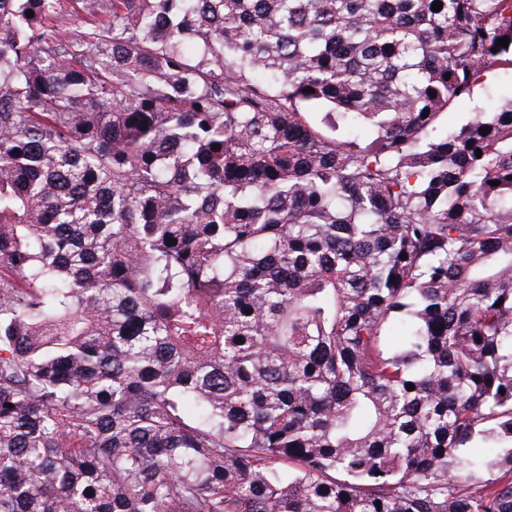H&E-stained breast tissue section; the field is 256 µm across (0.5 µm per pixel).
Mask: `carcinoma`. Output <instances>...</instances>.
I'll return each instance as SVG.
<instances>
[{
  "mask_svg": "<svg viewBox=\"0 0 512 512\" xmlns=\"http://www.w3.org/2000/svg\"><path fill=\"white\" fill-rule=\"evenodd\" d=\"M434 2L0 0V512H512V0ZM511 96L512 73L509 70H491L473 88L468 97L457 101L442 114L440 130L452 132L466 123L476 112H485L491 103Z\"/></svg>",
  "mask_w": 512,
  "mask_h": 512,
  "instance_id": "1",
  "label": "carcinoma"
}]
</instances>
